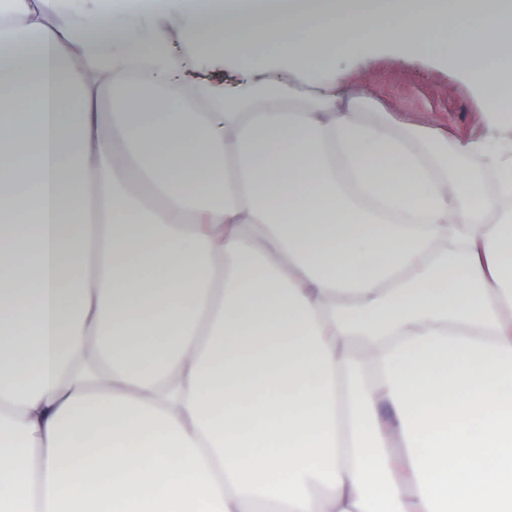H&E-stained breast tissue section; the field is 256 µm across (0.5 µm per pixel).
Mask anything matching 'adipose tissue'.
<instances>
[{"mask_svg": "<svg viewBox=\"0 0 512 512\" xmlns=\"http://www.w3.org/2000/svg\"><path fill=\"white\" fill-rule=\"evenodd\" d=\"M365 39L512 114V0H0V512H512V155ZM221 44L327 79L172 81ZM336 70L369 98L370 109L390 112L398 121L431 129L432 139L465 143L482 139L507 147L472 79L458 67L424 53L375 46L336 59Z\"/></svg>", "mask_w": 512, "mask_h": 512, "instance_id": "obj_1", "label": "adipose tissue"}]
</instances>
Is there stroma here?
Segmentation results:
<instances>
[{
  "label": "stroma",
  "mask_w": 512,
  "mask_h": 512,
  "mask_svg": "<svg viewBox=\"0 0 512 512\" xmlns=\"http://www.w3.org/2000/svg\"><path fill=\"white\" fill-rule=\"evenodd\" d=\"M355 91L369 99L370 109L391 113L398 121L430 129L433 139L501 144L472 79L458 67L424 53L375 46L336 60Z\"/></svg>",
  "instance_id": "stroma-1"
}]
</instances>
